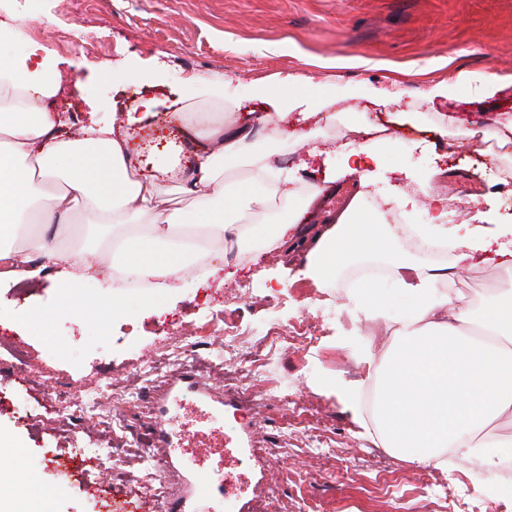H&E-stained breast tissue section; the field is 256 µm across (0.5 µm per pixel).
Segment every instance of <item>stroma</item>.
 <instances>
[{"instance_id":"1","label":"stroma","mask_w":512,"mask_h":512,"mask_svg":"<svg viewBox=\"0 0 512 512\" xmlns=\"http://www.w3.org/2000/svg\"><path fill=\"white\" fill-rule=\"evenodd\" d=\"M21 11L31 19L23 46L13 37ZM56 26L79 35L91 31L98 40L87 51L61 43L52 34ZM34 60L57 84L42 106L58 113L74 138L90 119L111 121L114 110L144 96L156 99V115L137 130L132 146L169 152L186 168L193 151L171 113L191 105L216 113L225 126L247 127L249 148L225 165L224 179L250 176L255 157L282 155L279 167L294 179L297 195L272 200L269 210L306 207L300 235L327 228L356 196L376 200L369 214L382 224L386 210L411 195L417 204L407 215L421 223L433 168L443 172L437 190L452 193L467 217L480 224L512 222V185L495 184L466 135L512 114V0H39L24 10L17 0H0V61ZM461 72L469 81L457 97L428 102L431 85ZM215 74L223 75V87L202 86ZM491 74L505 82L487 98L481 85ZM299 75L312 77L318 91L333 98L337 119L390 131L404 143L405 155L382 148L366 186L344 174V149L324 126L300 121L295 112L275 116L266 101ZM357 86L395 89L402 100L377 107L351 98ZM399 111L416 118L393 122ZM438 112L456 117L458 133L444 136L428 124ZM308 131L319 156L308 157L296 145ZM313 184L323 189L314 199ZM305 262L304 248L290 244L275 246L257 264L216 254L214 276L182 280L174 294L158 295L147 307L130 297L119 317L101 304L113 291L108 259L95 279L67 291L48 273L22 289L0 283V493L23 512L24 499L13 490L23 475L38 489L55 487L52 512H165L147 490L162 419L152 359L165 352L188 367L184 333L204 330L203 354L214 362L207 378L223 388L224 325L216 316L228 311L241 327H273L286 341L257 385L268 396L260 412L245 413L235 398L224 399L225 466L242 481L239 495L225 499L224 512H252L256 497L268 492L276 512H487L493 500L498 512H512V499L487 491L497 474L455 457L444 471L397 457L368 435L371 410L362 404L347 409L332 392V385L366 379L363 354L385 351L414 299L383 281L384 318L362 320L356 295L342 288L352 266L316 285L296 277ZM506 285L492 250L465 262L454 280L459 306L469 308ZM310 302L322 307L321 316H302L301 305ZM35 309L47 313V321L32 319ZM16 337L26 349L22 376L10 365ZM65 346L71 349L66 356ZM115 379L129 391L114 405L113 426L52 412L59 400L92 396ZM286 386L297 391L296 405L277 401ZM75 448L87 453L76 476L60 465ZM111 448L122 455L102 486H93V455ZM374 458L383 472L368 467Z\"/></svg>"}]
</instances>
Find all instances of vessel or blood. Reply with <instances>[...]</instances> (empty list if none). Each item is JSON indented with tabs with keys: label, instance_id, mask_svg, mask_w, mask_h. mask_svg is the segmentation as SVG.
Listing matches in <instances>:
<instances>
[{
	"label": "vessel or blood",
	"instance_id": "1",
	"mask_svg": "<svg viewBox=\"0 0 512 512\" xmlns=\"http://www.w3.org/2000/svg\"><path fill=\"white\" fill-rule=\"evenodd\" d=\"M168 400L174 414L159 433L176 440L171 450L188 478V494L170 501L166 512H223L224 491L234 488L235 480L209 479L205 471L214 451L224 447V402L192 371L169 389Z\"/></svg>",
	"mask_w": 512,
	"mask_h": 512
}]
</instances>
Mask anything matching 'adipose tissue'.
I'll list each match as a JSON object with an SVG mask.
<instances>
[{"mask_svg": "<svg viewBox=\"0 0 512 512\" xmlns=\"http://www.w3.org/2000/svg\"><path fill=\"white\" fill-rule=\"evenodd\" d=\"M185 137L195 145L191 178L173 169L140 176L138 152L127 134L113 125L90 123L79 137L62 134L56 114L34 103L24 111L0 108V261H8L0 279L32 278V263H58L60 287L97 274L92 253L84 248L57 250L54 242L74 212L85 214L112 245V261L125 277L147 285L143 304L175 287L185 274H212L206 258L217 252L225 235L246 243L253 257L287 237L300 220L292 212L273 224L246 223L240 198L267 208L270 196L293 197L269 157L255 160L252 178L233 188L224 184L225 161L241 157L249 130L218 126L213 113L189 120L177 113ZM271 182L270 195L252 193L253 181ZM195 195L194 210L163 205L170 189ZM42 227L22 249L12 242L29 209ZM130 216L127 224L119 216ZM422 241L454 251L455 264L484 252L496 240L489 224H470L452 236L437 215L418 225ZM390 224H370L355 206L322 232L307 254L304 277L332 278L338 267L371 254L397 271V290L412 293L413 306L400 318L392 343L382 356L365 353L374 380V424L385 447L422 466L447 469L446 449L457 457L480 460L495 471L512 456V440L500 439L494 424L512 414V285L501 289L477 311L453 309L452 294L441 291L446 274L396 246Z\"/></svg>", "mask_w": 512, "mask_h": 512, "instance_id": "ef3b65f1", "label": "adipose tissue"}]
</instances>
